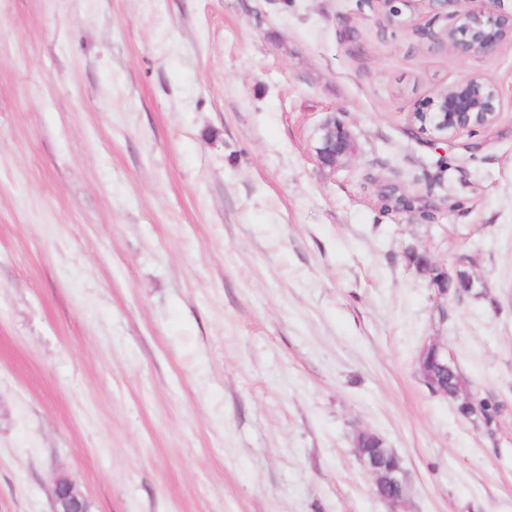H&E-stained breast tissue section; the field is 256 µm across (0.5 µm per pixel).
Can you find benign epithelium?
<instances>
[{
	"label": "benign epithelium",
	"mask_w": 512,
	"mask_h": 512,
	"mask_svg": "<svg viewBox=\"0 0 512 512\" xmlns=\"http://www.w3.org/2000/svg\"><path fill=\"white\" fill-rule=\"evenodd\" d=\"M441 8L452 4V23L445 30L441 43L460 56L486 55L505 44L512 43V14L489 10L485 0H431ZM500 112V91L476 77H468L450 87L440 103L430 101L421 110L410 113V122H428L435 115L437 122L431 133L441 140L451 134L488 128L494 125ZM352 150V135L339 120L331 119L321 129L317 156L322 164L334 166ZM355 454L373 479V493L388 507V512H400L406 494L396 492L407 489L406 473L395 454L379 463L366 456L361 448Z\"/></svg>",
	"instance_id": "7a95c632"
}]
</instances>
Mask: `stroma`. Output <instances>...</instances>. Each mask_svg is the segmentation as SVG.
<instances>
[{
    "label": "stroma",
    "instance_id": "35a3bbf8",
    "mask_svg": "<svg viewBox=\"0 0 512 512\" xmlns=\"http://www.w3.org/2000/svg\"><path fill=\"white\" fill-rule=\"evenodd\" d=\"M0 0V512H512V44L413 0ZM476 76L491 127L409 114ZM345 124L351 154L317 158ZM415 201L399 212L390 194ZM465 259L439 296L405 253ZM445 345L492 427L423 383ZM352 150V135L349 129L336 118L321 129L317 156L322 164L334 166ZM457 412L464 418L476 417L486 427H491L499 414V406L495 402L479 397L472 392L465 406H457ZM362 448H375L371 440H363ZM362 448H354L355 454L363 467L373 479V493L389 508L387 512H402L399 509L406 499L407 480L401 460L396 454H388L389 460L377 462L367 457ZM397 487L403 489L402 494L396 492ZM392 488L393 490H390Z\"/></svg>",
    "mask_w": 512,
    "mask_h": 512
}]
</instances>
